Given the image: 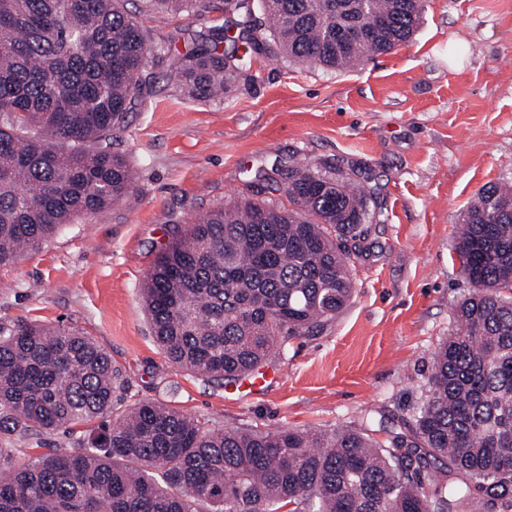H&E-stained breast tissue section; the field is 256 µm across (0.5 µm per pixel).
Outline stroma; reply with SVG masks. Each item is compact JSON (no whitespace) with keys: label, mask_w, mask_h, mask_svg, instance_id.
<instances>
[{"label":"stroma","mask_w":512,"mask_h":512,"mask_svg":"<svg viewBox=\"0 0 512 512\" xmlns=\"http://www.w3.org/2000/svg\"><path fill=\"white\" fill-rule=\"evenodd\" d=\"M211 2L187 15L130 0L147 68L160 75L112 140L134 187L0 269V318L92 336L121 374L125 407L155 401L254 431L355 427L371 410L373 437L387 442L414 424L433 354L469 290L457 226L481 188L512 182V0H428L409 43L351 70L252 54L219 100L161 76L172 34L231 19ZM295 162L340 166L381 213L352 259L350 302L322 333L289 341L261 390L172 365L143 308L148 272L185 224L242 191L247 170ZM93 430L2 435L0 448L17 449L20 466Z\"/></svg>","instance_id":"stroma-1"}]
</instances>
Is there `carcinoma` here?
Wrapping results in <instances>:
<instances>
[{
  "instance_id": "1",
  "label": "carcinoma",
  "mask_w": 512,
  "mask_h": 512,
  "mask_svg": "<svg viewBox=\"0 0 512 512\" xmlns=\"http://www.w3.org/2000/svg\"><path fill=\"white\" fill-rule=\"evenodd\" d=\"M128 0H0V267L61 226L122 200L131 171L110 148L151 77ZM192 13L202 0H151ZM227 0L238 20L171 58L167 77L224 94L242 40L256 53L349 70L407 43L425 0ZM367 38L349 43L345 29ZM284 192L289 207L264 198ZM376 222L356 180L308 164L257 173L187 225L142 298L174 365L208 380L256 369L320 332L354 291L351 256ZM457 253L469 292L438 347L414 430L388 446L357 428L257 432L144 401L115 413L119 374L89 336L0 322V435L97 422L77 448L13 469L0 448V512H512V185L479 190Z\"/></svg>"
}]
</instances>
